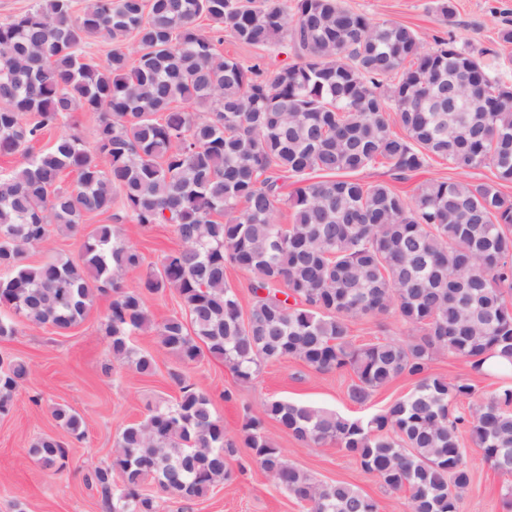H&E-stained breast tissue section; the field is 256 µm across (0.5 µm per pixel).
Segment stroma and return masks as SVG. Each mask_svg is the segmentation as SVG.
<instances>
[{"instance_id":"stroma-1","label":"stroma","mask_w":512,"mask_h":512,"mask_svg":"<svg viewBox=\"0 0 512 512\" xmlns=\"http://www.w3.org/2000/svg\"><path fill=\"white\" fill-rule=\"evenodd\" d=\"M343 3L374 21H394L413 28L425 46H432L434 37L442 36L454 38L460 48L484 52L486 61L512 82V43H503L499 38L504 24L512 23V0H452L453 13L449 16L440 10L442 0ZM458 176L461 175L438 158L404 180L380 164L358 174L363 182L387 183L406 194L428 179L454 180ZM122 228L147 260L146 267L127 274L126 280L132 284L147 275L148 264L157 263L160 255L173 247L175 234L169 224L145 229L126 221ZM109 302V296H97L84 321L67 334H58L48 325L23 323L16 336L0 340V355L21 359L30 368L9 414L0 416V512H107L85 477L93 469L110 464L123 428L142 420L149 408L175 401L179 390L169 374L177 369L184 370L192 382L210 394L215 412L232 433L239 429L246 411H258L270 399H288L363 419L403 397L413 386L409 379H398L360 406L347 396L352 374L321 373L296 360L265 365L252 383L242 385L223 361L207 355L194 364L181 366L152 331L133 336L132 342L154 355L155 375L143 377L119 365L107 375L103 366L112 355L102 321ZM35 395L40 398L36 404L31 401ZM58 405L70 407L84 417L86 434L79 440L67 438V466L57 474L44 469L30 455L29 448L36 437L57 433L52 409ZM265 432L290 463L317 479L355 485L380 501L382 512H407L404 495L387 492L363 471L359 462L336 446L298 444L271 420L266 421ZM467 453L473 476L463 496L461 512H511L503 494L512 485V475L491 467L475 447H468ZM238 460L247 468L245 475L234 476L202 499L162 498L159 512H306L260 471L248 450H240Z\"/></svg>"}]
</instances>
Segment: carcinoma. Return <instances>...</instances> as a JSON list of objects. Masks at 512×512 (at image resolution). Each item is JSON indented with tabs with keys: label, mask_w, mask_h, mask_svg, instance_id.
<instances>
[{
	"label": "carcinoma",
	"mask_w": 512,
	"mask_h": 512,
	"mask_svg": "<svg viewBox=\"0 0 512 512\" xmlns=\"http://www.w3.org/2000/svg\"><path fill=\"white\" fill-rule=\"evenodd\" d=\"M202 19L241 46L287 40L296 61L271 69L223 55ZM91 37L111 44L104 58L84 51ZM451 86L476 98L473 111H437ZM88 113L91 148L78 133ZM52 128V145L30 154ZM15 155L25 162L0 173V309L10 312L1 339L22 322L65 333L110 293L112 360L141 376L156 361L131 337L153 329L181 363L208 354L242 383L285 359L352 373L358 405L414 381L367 419L272 399L232 437L210 395L173 371L179 400L127 425L112 462L86 478L108 512H156L149 480L168 497H205L231 478L241 446L308 512H381L351 484L290 464L268 419L299 443L340 448L405 493L409 512H460L472 481L466 438L512 474V388L488 397L471 377L430 372L439 353L476 374L489 357L512 365V200L499 190L512 183V84L482 55L443 37L426 49L411 27L342 0H38L0 23V157ZM434 156L460 173L489 167L493 180L432 179L404 195L350 177L381 162L403 179ZM282 203L289 224L278 221ZM98 217L106 223L84 224ZM114 218L170 224L177 238L134 285L123 276L146 256ZM55 230L82 235L78 259L26 263ZM230 266L250 276L247 309ZM168 289L182 312L157 323L147 300ZM388 316L407 339L353 342L354 322ZM28 375L25 362L0 359L1 415ZM52 416L64 434L85 436L73 409ZM31 452L46 469L65 466L58 435L39 436Z\"/></svg>",
	"instance_id": "1"
}]
</instances>
